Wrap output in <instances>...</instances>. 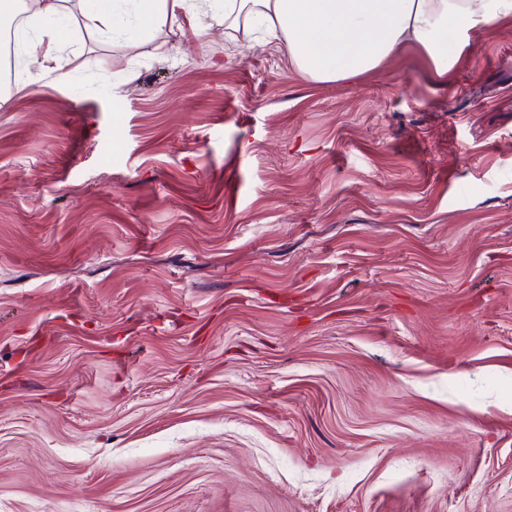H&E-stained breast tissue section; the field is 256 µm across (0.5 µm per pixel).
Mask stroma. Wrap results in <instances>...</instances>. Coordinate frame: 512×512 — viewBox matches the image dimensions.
<instances>
[{
    "mask_svg": "<svg viewBox=\"0 0 512 512\" xmlns=\"http://www.w3.org/2000/svg\"><path fill=\"white\" fill-rule=\"evenodd\" d=\"M112 20L0 99V512H512V17L334 83Z\"/></svg>",
    "mask_w": 512,
    "mask_h": 512,
    "instance_id": "stroma-1",
    "label": "stroma"
}]
</instances>
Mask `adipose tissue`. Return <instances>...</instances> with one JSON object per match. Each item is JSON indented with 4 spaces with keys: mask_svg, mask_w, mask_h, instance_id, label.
<instances>
[{
    "mask_svg": "<svg viewBox=\"0 0 512 512\" xmlns=\"http://www.w3.org/2000/svg\"><path fill=\"white\" fill-rule=\"evenodd\" d=\"M109 0L84 5L82 0H37L41 19L61 15L97 34L111 24ZM139 30L178 24L192 0H127ZM512 16V0H225L224 26L229 30L260 27L281 35L290 62L319 82L338 81L380 67L404 47L417 46L446 74L462 54L464 43L449 45L446 35L487 30ZM61 46L57 29L39 25L25 40L28 59L52 70L57 83L69 72L56 67Z\"/></svg>",
    "mask_w": 512,
    "mask_h": 512,
    "instance_id": "1",
    "label": "adipose tissue"
}]
</instances>
